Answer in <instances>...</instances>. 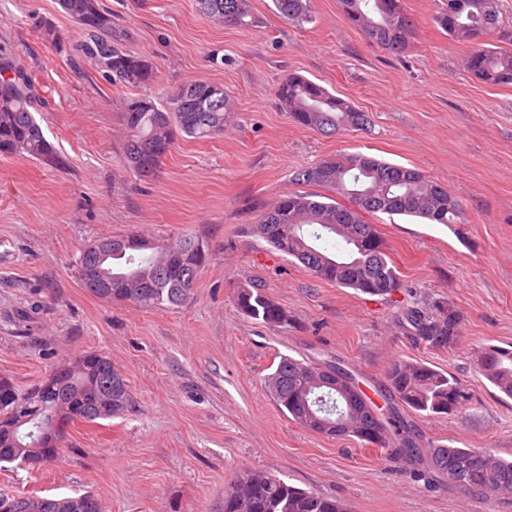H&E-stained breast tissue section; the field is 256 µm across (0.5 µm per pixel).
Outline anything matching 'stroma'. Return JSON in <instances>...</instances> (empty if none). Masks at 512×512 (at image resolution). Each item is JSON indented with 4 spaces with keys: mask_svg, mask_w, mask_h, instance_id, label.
Listing matches in <instances>:
<instances>
[{
    "mask_svg": "<svg viewBox=\"0 0 512 512\" xmlns=\"http://www.w3.org/2000/svg\"><path fill=\"white\" fill-rule=\"evenodd\" d=\"M441 2L404 0L416 35L399 58L369 45L338 0H314L313 22L300 26L272 0H248L249 26L207 20L196 0H103L123 47L154 63L156 88L209 81L234 107L223 135L179 138L144 179L124 155L126 90L89 63L74 65L81 31L58 0H0V55L32 78L34 115L60 157L0 156V374L23 389L99 351L132 395L125 416L70 425L62 456L42 471L0 470V493L88 491L103 512H224L225 484L265 471L349 512H512V498L467 495L356 438L301 428L267 388L290 356L334 361L375 397L388 391L389 362L417 360L468 395L449 415L407 413L421 447L512 458V399L474 365L478 351L512 345V85L466 73L465 46L432 21ZM41 20L60 44L41 39ZM292 73L367 112L370 128L328 135L297 124L275 98ZM356 152L420 170L464 213L450 228L374 217L403 283L384 297L317 280L249 233L296 171ZM135 229L208 243L182 306L111 303L82 288L81 245ZM244 284L285 308L288 324L240 314L233 296ZM442 299L461 317L449 350L416 343L397 322L402 309Z\"/></svg>",
    "mask_w": 512,
    "mask_h": 512,
    "instance_id": "1",
    "label": "stroma"
}]
</instances>
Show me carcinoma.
<instances>
[{"mask_svg": "<svg viewBox=\"0 0 512 512\" xmlns=\"http://www.w3.org/2000/svg\"><path fill=\"white\" fill-rule=\"evenodd\" d=\"M347 21L365 40L391 54L407 52L414 24L403 0H339ZM278 13L298 24L312 20V0H274ZM198 12L223 24H249L246 0H197ZM65 13L81 28L83 39L74 55L89 60L112 85L145 87L155 82V68L146 57L122 47L125 33L112 20L101 0H61ZM434 22L448 36L470 44L464 69L475 79L512 85V26L499 17L496 0H444ZM275 96L298 124L334 134L362 130L368 117L322 85L290 74ZM35 94L28 75L0 59V155L27 156L56 164L59 157L47 141L31 108ZM122 116L129 130L124 152L131 170H158L178 137L210 139L224 133L232 118V103L224 86L194 82L168 92L161 100L150 96L124 99ZM297 185H314L315 193L290 190L251 225L250 234L274 250L297 260L313 277L373 296L402 288L376 225L364 215L377 213L425 219L433 224L462 223L460 202L421 172L386 163L362 153L341 154L297 171ZM344 197L343 205L334 195ZM138 231L115 237L112 255L94 253L92 241L80 249L77 265L91 260L105 270L108 284L89 292L105 301L130 302L142 308H169L184 303L196 287L209 250L192 235L154 241ZM237 309L270 328L287 324V312L259 288L240 286ZM460 315L445 300L404 311L398 323L410 337L436 349L457 343ZM476 368L500 393L512 398V348L486 349L476 356ZM328 362L280 359L268 378V390L299 426L334 436H354L419 471L431 472L465 494L497 498L512 492V459L489 450L436 445L419 448L401 415L408 409L427 416L450 414L467 401L452 375L422 362L397 359L386 370L388 417L378 423L357 413L338 433L331 423L344 401L336 390H314L304 397L303 386L314 382ZM15 395L0 404V463L57 459L66 428L75 422L98 424L131 407L126 379L105 353L84 352L63 362L24 391L0 377V394ZM90 492L66 497L20 496L0 512H83ZM224 512H348L334 498L287 484L264 471L237 475L224 487Z\"/></svg>", "mask_w": 512, "mask_h": 512, "instance_id": "carcinoma-1", "label": "carcinoma"}]
</instances>
